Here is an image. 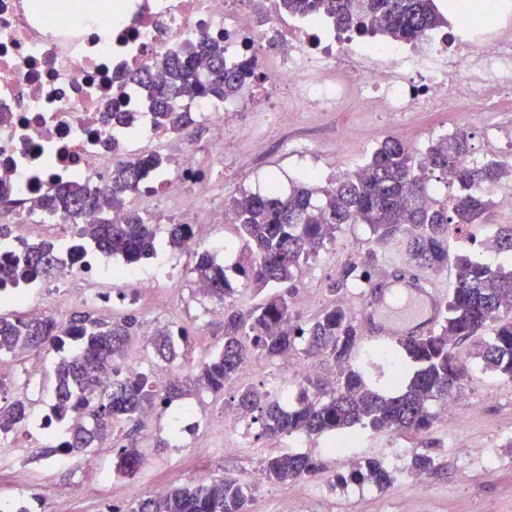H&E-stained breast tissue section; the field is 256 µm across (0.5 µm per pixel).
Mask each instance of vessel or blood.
<instances>
[{"label": "vessel or blood", "mask_w": 512, "mask_h": 512, "mask_svg": "<svg viewBox=\"0 0 512 512\" xmlns=\"http://www.w3.org/2000/svg\"><path fill=\"white\" fill-rule=\"evenodd\" d=\"M441 309L440 296L425 276L377 280L371 285L361 314L366 338L383 343L428 333L436 326Z\"/></svg>", "instance_id": "1"}]
</instances>
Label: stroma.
I'll return each mask as SVG.
<instances>
[{
    "instance_id": "1",
    "label": "stroma",
    "mask_w": 512,
    "mask_h": 512,
    "mask_svg": "<svg viewBox=\"0 0 512 512\" xmlns=\"http://www.w3.org/2000/svg\"><path fill=\"white\" fill-rule=\"evenodd\" d=\"M369 126L377 129L379 138L398 137L417 154L425 152L431 140L462 128L469 134L471 154L476 160L512 163V112H476L464 122L451 112H405L394 121L383 112H292L280 127L259 126L267 149L258 162H250L236 135L227 134L224 166L210 174L211 186L215 193L230 196L262 193L273 183L285 195L310 172H318L325 181L335 178L337 168L352 161V148ZM293 143L309 145L310 150L302 154L290 151ZM511 226L512 211L496 207L491 223L472 227L471 233L480 240L489 264L512 267V253L494 246L497 233ZM406 243V237L401 236L380 245L367 225H343L327 250L310 260L290 300L294 316L306 322L327 307L332 300L330 283L345 265L368 251L377 254L375 277L396 278L415 271ZM189 266L187 255L164 249L131 267L134 276L159 279L170 288L167 300H150L138 307L140 334L132 338L127 351L128 357L138 358L157 375L165 371L166 365L146 349V338L156 329H204L205 342L192 343L188 349L192 360L213 350L224 334L221 317L209 316L213 303L198 292ZM489 338L485 332L459 344L458 353L466 360L469 379L455 393L454 408L447 417L436 420L428 436L366 429L361 433V447L341 452L324 448L320 436H260L258 424L248 418L244 421L248 431L245 446L235 453H224V437L216 433L214 423L232 407L240 386L263 390L285 374L282 359H251L236 379L226 383L223 394L205 389L190 391L187 400L206 415L205 428L186 420L172 425V412L155 411L144 418L135 437H128L120 429L96 448L108 482L104 497L85 493V480L78 467L40 455L46 436L37 421L50 402L53 366L59 353L40 352L25 364L6 357L0 359V365L14 367L20 379L27 376L26 364H33L39 386L24 393L30 401L32 423L13 431L0 444V472L7 476L0 484V499L15 498L19 488L27 487L39 502L52 503L58 501L59 490L67 488L71 494L61 503V512H110L111 507L128 505L152 493L158 484L171 488L193 486L224 475L247 488L252 512H296L301 504L309 512H512V379L484 369L476 356L477 344ZM201 433L210 435L209 447H196ZM132 441L149 456L150 464L127 476L117 468V449ZM478 447L489 452L492 468L466 456V449ZM428 448L436 459L434 470L419 479H409L413 454ZM298 453L317 459L320 470L285 485L263 478L260 469L265 457ZM365 458L383 462L396 478L394 485L385 490L369 484L340 485L339 477L351 470L353 462Z\"/></svg>"
}]
</instances>
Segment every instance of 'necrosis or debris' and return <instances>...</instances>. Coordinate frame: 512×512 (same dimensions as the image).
<instances>
[{"label":"necrosis or debris","instance_id":"necrosis-or-debris-1","mask_svg":"<svg viewBox=\"0 0 512 512\" xmlns=\"http://www.w3.org/2000/svg\"><path fill=\"white\" fill-rule=\"evenodd\" d=\"M468 16L448 11L447 30L428 29L409 42L371 43L301 16L284 17L281 0H0V224L14 243L56 236L59 220L34 208L72 180L102 190L130 158L160 153L164 177L134 193L133 204L195 227L197 243L213 247L214 225L231 214L205 181L222 161L224 131L247 140L252 155L265 143L241 128L238 115L260 112L279 123L284 111L453 112L505 103L512 85V0H476ZM204 38L224 46V63L252 61L254 74L235 99L195 100L211 120L207 148L156 130L141 87L123 76L158 68L161 60ZM50 294L25 285L27 317L63 311L69 300L112 306L136 289L161 295L153 280L108 273L111 290L92 286L85 257L61 249Z\"/></svg>","mask_w":512,"mask_h":512}]
</instances>
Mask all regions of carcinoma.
<instances>
[{
    "instance_id": "1",
    "label": "carcinoma",
    "mask_w": 512,
    "mask_h": 512,
    "mask_svg": "<svg viewBox=\"0 0 512 512\" xmlns=\"http://www.w3.org/2000/svg\"><path fill=\"white\" fill-rule=\"evenodd\" d=\"M282 2L290 14L331 20L339 30L359 38L411 41L425 29L445 24L435 0ZM199 52L208 59L204 75L195 69L194 51L165 58L160 77L147 70L136 75L158 128L181 131L195 124L190 103L200 98L234 99L248 82V69L224 68L220 44L203 41ZM469 153L468 134L463 130L440 137L418 158L400 141L387 137L363 165L327 186L306 181L286 197L274 191L232 196L228 207L247 250L238 276L258 291L270 284L280 288L247 309L236 304L235 280L217 262L215 253L192 246V225L171 224L166 238L161 239L155 225L128 208L130 195L148 178L166 171L168 160L161 155L138 157L117 167L100 196L73 181L56 194L34 201L35 207L78 226L73 241L76 255L93 248L119 256L128 265L151 258L162 248L190 255L191 273L206 282V295L224 308L220 348L190 368L189 382L177 379L164 387L145 369L122 371L128 341L140 327L131 295H125L131 309L112 322L98 320L87 311H76L65 322L54 317L29 321L0 314V358L57 349L67 342L74 345V353L54 367L51 394L52 407L67 427L42 455L88 453L120 426L136 428L147 412L171 407L192 386L221 393L246 359L255 355L283 358L300 350L309 358L331 362L338 373L328 398L312 397L302 389L288 405L267 391L241 388L237 409L242 416L256 420L265 436L347 434L355 426L374 432L426 434L434 422L431 402L448 397L466 378L456 346L491 324L495 325L494 337L479 345L476 355L485 369L512 378V310H508L512 307V269L494 267L467 253L452 256L448 252L450 227L461 233L473 224L488 223L491 189L512 176V165L497 161L461 165L460 158ZM435 171L453 176L456 194L439 199L428 193V174ZM103 197L113 210L123 212V221L81 223L85 213L100 207ZM344 224L368 225L380 244L405 234L416 266L434 272L453 271V288L439 327L378 350L391 366L381 383L369 375V359L361 352V336L349 307L334 300L312 322L302 324L288 301L309 261L336 240V232ZM375 263L376 254L371 251L348 264L330 292L336 295L355 285L368 287ZM57 268L54 243H22L0 257V285L37 281ZM191 336L186 328L180 329L178 337L169 328L158 329L150 344L159 359L171 363L180 347L188 346ZM30 418L25 399L0 403V431L22 427ZM143 457L139 449L123 445L118 451V469L133 475ZM434 468L435 458L429 453L411 458L410 470L415 473ZM318 469V462L305 454H285L266 458L261 472L268 481L286 484ZM340 480L368 482L382 490L391 487L395 477L379 460L366 459ZM250 502L236 479L220 476L194 488H171L165 494L149 495L113 512H250Z\"/></svg>"
}]
</instances>
